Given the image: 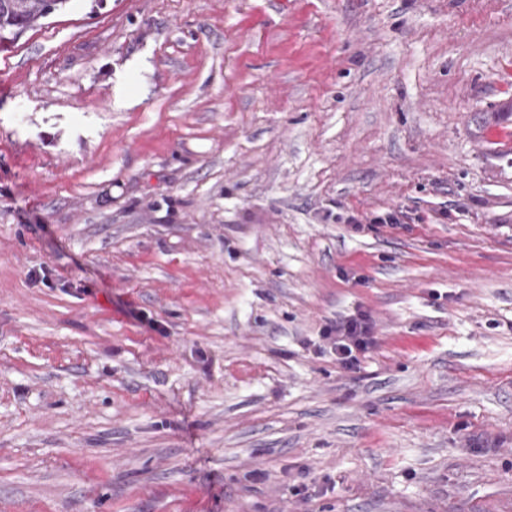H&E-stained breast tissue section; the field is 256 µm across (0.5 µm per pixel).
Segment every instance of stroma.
<instances>
[{
	"label": "stroma",
	"instance_id": "35a3bbf8",
	"mask_svg": "<svg viewBox=\"0 0 512 512\" xmlns=\"http://www.w3.org/2000/svg\"><path fill=\"white\" fill-rule=\"evenodd\" d=\"M0 512H512V0H70L0 50ZM323 340L321 353L335 355L343 368L353 369L359 362L356 353L366 352L375 343V336L368 315L357 310L326 328Z\"/></svg>",
	"mask_w": 512,
	"mask_h": 512
}]
</instances>
